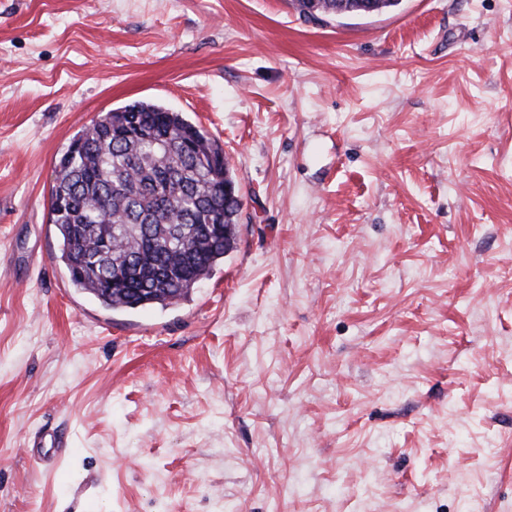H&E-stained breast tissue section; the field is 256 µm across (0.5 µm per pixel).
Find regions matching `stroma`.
Here are the masks:
<instances>
[{"label":"stroma","mask_w":512,"mask_h":512,"mask_svg":"<svg viewBox=\"0 0 512 512\" xmlns=\"http://www.w3.org/2000/svg\"><path fill=\"white\" fill-rule=\"evenodd\" d=\"M135 101L243 208L112 311L49 191ZM0 512H512V0H0ZM294 7L298 10L299 14L305 17L316 20L315 15H324L326 13H333L336 7L349 8L354 7L359 1L356 0H341L339 3L336 0H292ZM344 2V3H343Z\"/></svg>","instance_id":"stroma-1"}]
</instances>
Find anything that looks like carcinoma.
Returning <instances> with one entry per match:
<instances>
[{"label":"carcinoma","mask_w":512,"mask_h":512,"mask_svg":"<svg viewBox=\"0 0 512 512\" xmlns=\"http://www.w3.org/2000/svg\"><path fill=\"white\" fill-rule=\"evenodd\" d=\"M308 18L358 0H292ZM56 168L50 221L73 286L116 310L168 307L236 248L238 199L221 144L163 106L135 102L83 129ZM122 276L130 290L107 292Z\"/></svg>","instance_id":"cac0c4a2"}]
</instances>
